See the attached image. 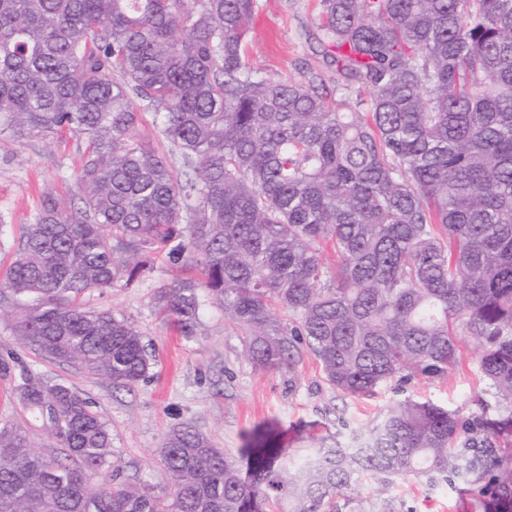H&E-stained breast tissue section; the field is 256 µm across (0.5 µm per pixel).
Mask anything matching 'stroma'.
<instances>
[{"instance_id":"stroma-1","label":"stroma","mask_w":512,"mask_h":512,"mask_svg":"<svg viewBox=\"0 0 512 512\" xmlns=\"http://www.w3.org/2000/svg\"><path fill=\"white\" fill-rule=\"evenodd\" d=\"M246 56L257 75L272 80L299 79L322 68L318 0H256ZM83 141L76 136L0 142V261H8L21 225L30 223L46 194L65 207L81 196L76 172ZM181 267L160 254L150 271L133 285L116 284L106 293L85 295L88 310L109 309L129 317L154 355L150 376L133 389L59 364L24 347L11 332V302L0 307V361L25 362L38 373L65 380L91 402L112 429V460L119 477L170 492L156 450L164 435L183 422L194 424L215 447L236 454L246 433L258 427L279 431L292 448H311L316 438L349 436L405 398L432 401L462 416L480 414L489 399L478 372L480 344L464 337L458 364L448 379L414 378L382 388L370 397L336 392L323 379L307 348L293 369L258 370L248 361L239 333L224 322L223 308L204 300L197 336H181L154 306L155 289L182 277ZM0 422L22 424L31 445L59 455L58 441L28 414L12 394V379L0 373ZM393 512H484L478 496L454 479L395 478L388 491Z\"/></svg>"}]
</instances>
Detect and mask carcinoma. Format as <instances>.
I'll return each instance as SVG.
<instances>
[{
	"label": "carcinoma",
	"instance_id": "1",
	"mask_svg": "<svg viewBox=\"0 0 512 512\" xmlns=\"http://www.w3.org/2000/svg\"><path fill=\"white\" fill-rule=\"evenodd\" d=\"M319 2L326 57L368 88L363 111L320 94L316 72L253 73L256 0H0V140L85 145L79 207L45 196L0 269L13 334L135 387L154 365L142 334L79 299L135 282L168 247L197 270L154 294L181 335L206 295L254 367H295L303 342L357 396L448 378L469 336L497 414L404 399L302 452L255 429L234 457L185 422L159 448L160 497L117 481L89 401L1 361L65 457L1 423L0 512H367L348 495L364 475L390 512L392 479L424 474L512 512V0Z\"/></svg>",
	"mask_w": 512,
	"mask_h": 512
}]
</instances>
